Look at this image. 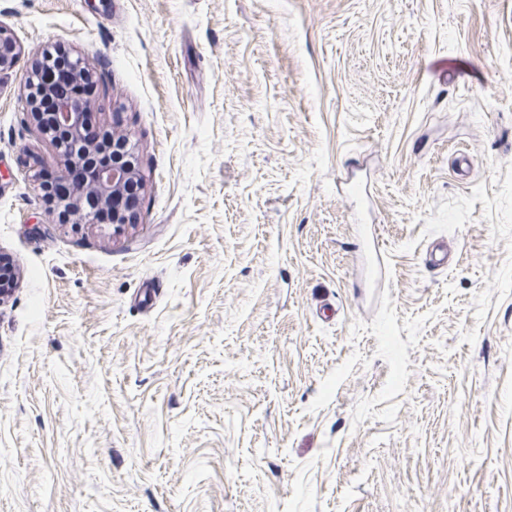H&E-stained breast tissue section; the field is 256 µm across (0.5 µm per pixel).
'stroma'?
<instances>
[{
	"instance_id": "1",
	"label": "stroma",
	"mask_w": 512,
	"mask_h": 512,
	"mask_svg": "<svg viewBox=\"0 0 512 512\" xmlns=\"http://www.w3.org/2000/svg\"><path fill=\"white\" fill-rule=\"evenodd\" d=\"M0 27V512H512V0H0ZM55 47L139 149L136 223L33 185ZM20 60V52L16 41L8 32L0 27V77L12 71Z\"/></svg>"
}]
</instances>
